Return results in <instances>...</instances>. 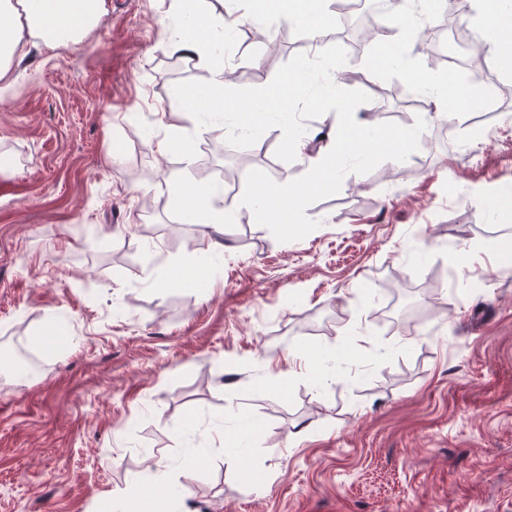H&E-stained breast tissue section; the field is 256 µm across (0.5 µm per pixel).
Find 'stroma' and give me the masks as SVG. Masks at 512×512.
<instances>
[{"label":"stroma","mask_w":512,"mask_h":512,"mask_svg":"<svg viewBox=\"0 0 512 512\" xmlns=\"http://www.w3.org/2000/svg\"><path fill=\"white\" fill-rule=\"evenodd\" d=\"M99 28L27 46L0 89V338L40 368L0 375V512H98L134 485L183 512H512V109L484 120L371 111L372 84L452 74L393 32L352 49L276 13L237 27L224 95L249 105L299 77L292 130L205 122L173 71L169 0H105ZM421 127L406 152L338 163L340 182L268 218L338 113ZM184 139L159 154L164 134ZM212 180L179 183L183 165ZM228 199L222 249L183 203ZM483 262L464 267V250ZM282 199L289 200L290 206L297 209L304 204L303 197L296 193L287 182L283 183L273 194L260 196L258 203L267 209L274 210Z\"/></svg>","instance_id":"stroma-1"}]
</instances>
